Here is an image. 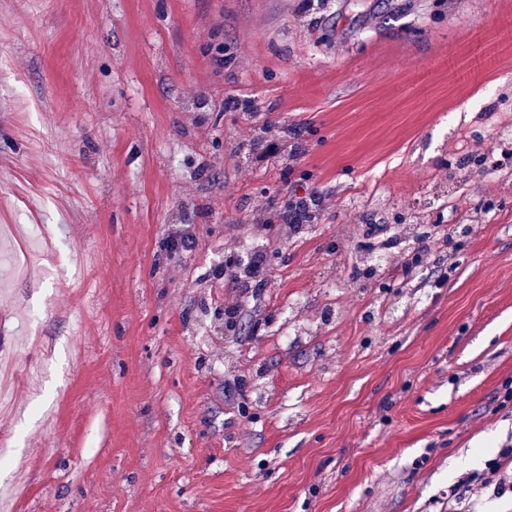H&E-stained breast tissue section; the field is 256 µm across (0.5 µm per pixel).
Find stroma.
<instances>
[{
    "label": "stroma",
    "instance_id": "35a3bbf8",
    "mask_svg": "<svg viewBox=\"0 0 512 512\" xmlns=\"http://www.w3.org/2000/svg\"><path fill=\"white\" fill-rule=\"evenodd\" d=\"M509 93L512 0H335L306 27L284 0H0V255L43 234L0 274V512H435L512 435L492 404L512 382V194L456 269L388 289L406 304L377 336L348 286L347 206L389 177L426 186L445 139L512 123ZM235 96L299 128L293 171L243 182L224 161ZM265 192L336 205L228 332L224 227ZM188 198L196 246L171 259ZM330 290L334 331H271L287 299Z\"/></svg>",
    "mask_w": 512,
    "mask_h": 512
}]
</instances>
